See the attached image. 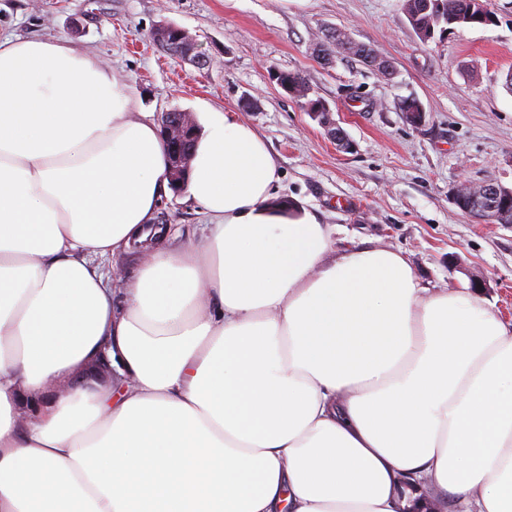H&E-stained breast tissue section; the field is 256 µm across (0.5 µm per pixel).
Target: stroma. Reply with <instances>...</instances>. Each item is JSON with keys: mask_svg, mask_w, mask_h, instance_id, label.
Listing matches in <instances>:
<instances>
[{"mask_svg": "<svg viewBox=\"0 0 512 512\" xmlns=\"http://www.w3.org/2000/svg\"><path fill=\"white\" fill-rule=\"evenodd\" d=\"M404 0H0V37L69 42L99 56L127 83L143 111L235 113L265 140L280 165L277 198L329 225L333 251L352 247L402 253L422 286L481 294L512 322V224L479 221L455 206L461 179L512 188V0H486L497 22L459 27L421 40ZM185 29L205 68L166 55L151 33L161 23ZM372 46L391 73L347 53L317 59L325 31ZM304 76L353 144L339 150L326 130L274 80ZM419 100L421 124L401 104ZM184 192L164 197L156 225L174 246L210 230Z\"/></svg>", "mask_w": 512, "mask_h": 512, "instance_id": "obj_1", "label": "stroma"}]
</instances>
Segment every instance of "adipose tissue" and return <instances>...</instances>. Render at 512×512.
I'll return each instance as SVG.
<instances>
[{"instance_id": "ef3b65f1", "label": "adipose tissue", "mask_w": 512, "mask_h": 512, "mask_svg": "<svg viewBox=\"0 0 512 512\" xmlns=\"http://www.w3.org/2000/svg\"><path fill=\"white\" fill-rule=\"evenodd\" d=\"M167 168L97 56L0 40V512H512V329L483 300L330 255L235 113L191 161L205 242L153 236ZM103 358L121 385L86 386ZM140 258L137 252H131L127 254H122L110 258L106 262V266L109 270L113 272L122 273L125 277H129L135 273L139 266ZM114 273L113 281L116 280L118 286L122 285V281L119 279L122 278L121 274Z\"/></svg>"}]
</instances>
